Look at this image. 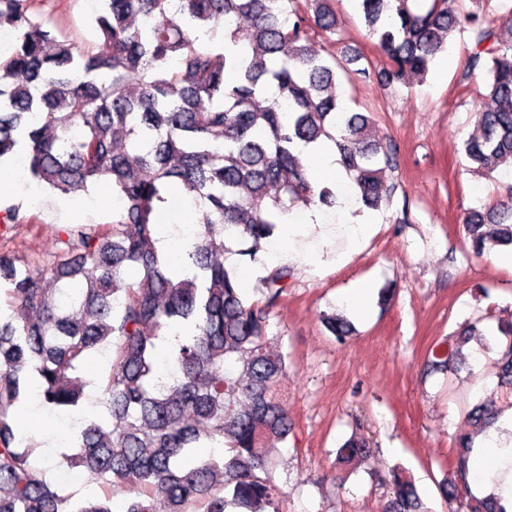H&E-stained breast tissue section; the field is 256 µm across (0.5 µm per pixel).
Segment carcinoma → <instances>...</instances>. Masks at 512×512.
Returning a JSON list of instances; mask_svg holds the SVG:
<instances>
[{
    "label": "carcinoma",
    "instance_id": "obj_1",
    "mask_svg": "<svg viewBox=\"0 0 512 512\" xmlns=\"http://www.w3.org/2000/svg\"><path fill=\"white\" fill-rule=\"evenodd\" d=\"M96 39L80 46L61 17L40 18L45 0H0V165L23 157L30 177L59 193L106 185L122 200L110 224H68L58 251L35 258L0 250L11 305L0 320V512H113L112 495L72 503L34 468L15 416L32 382L57 410L80 405L83 363L114 348L103 382L104 415L89 418L60 456L102 487H124L125 512H279L276 444L288 440V372L282 338L269 335L272 309L288 288L277 267L250 299L216 253L255 260L261 243L293 209L336 207V191L310 178L303 148L324 139L372 210L393 199L395 146L372 140L374 117L336 95V80L377 75L390 87L425 78L453 35L474 33L468 70L488 68L477 132L464 141L470 169L512 168V43L498 40L454 0H356L380 66L338 59L312 44L340 29L333 0H100ZM209 45L195 47L200 36ZM180 190L205 220L173 276L159 256L157 216ZM19 220L0 206V238ZM463 226L474 254L512 246V195ZM325 328L342 341L350 323ZM170 348L176 377L157 386L158 346ZM478 332L468 326L430 362L452 369ZM495 367L512 390V322L498 326ZM119 425L108 428V419ZM472 437L462 434L454 469L441 484L448 512H507L501 496L468 491ZM209 444L222 448L203 455ZM370 442L350 436L336 464L371 459ZM385 512H429L404 468L382 478Z\"/></svg>",
    "mask_w": 512,
    "mask_h": 512
}]
</instances>
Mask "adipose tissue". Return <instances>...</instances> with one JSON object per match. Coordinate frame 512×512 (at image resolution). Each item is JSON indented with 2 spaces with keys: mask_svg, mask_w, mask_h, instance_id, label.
<instances>
[{
  "mask_svg": "<svg viewBox=\"0 0 512 512\" xmlns=\"http://www.w3.org/2000/svg\"><path fill=\"white\" fill-rule=\"evenodd\" d=\"M316 166L336 174V208L331 217L320 211L289 214L288 221L279 225L265 250L257 255L258 265L269 269L294 263L308 265L311 275L323 272L326 256L336 254L338 242H345L347 253H355L371 231L372 217L360 210L356 188L337 162L336 147L331 141L309 149ZM476 461L491 460L496 479L471 483L474 495L496 493L504 504L512 503V410L499 420L498 427L480 435L475 449Z\"/></svg>",
  "mask_w": 512,
  "mask_h": 512,
  "instance_id": "1",
  "label": "adipose tissue"
}]
</instances>
